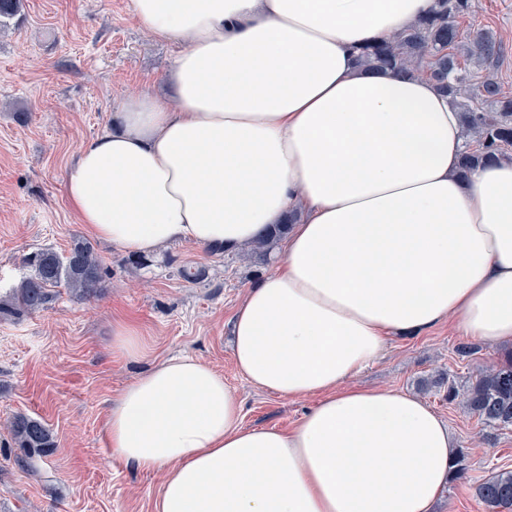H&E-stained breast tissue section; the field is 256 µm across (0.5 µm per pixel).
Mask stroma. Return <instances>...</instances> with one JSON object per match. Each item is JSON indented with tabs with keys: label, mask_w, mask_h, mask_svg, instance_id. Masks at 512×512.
<instances>
[{
	"label": "stroma",
	"mask_w": 512,
	"mask_h": 512,
	"mask_svg": "<svg viewBox=\"0 0 512 512\" xmlns=\"http://www.w3.org/2000/svg\"><path fill=\"white\" fill-rule=\"evenodd\" d=\"M474 26L493 32L502 53L490 71L512 93V0H476ZM180 45L154 40L130 0H23L0 29V294L29 269L28 254L67 253L88 239L64 190L80 144L112 128L128 95L169 93L165 78ZM104 290L86 301L61 291L50 308L0 316V512H154L163 481L113 459L106 438L110 406L149 364L191 355L223 373L241 399L248 427H295L315 397L288 400L253 387L237 370L230 324L245 290L274 269L249 248L215 250L172 244L134 256L94 241ZM198 270L187 281L179 266ZM128 321L149 355L130 360L112 347V329ZM506 346L467 336L454 321L390 338L382 359L354 380L426 401L455 435L468 471L450 479L435 512H486L477 484L512 470V426L485 424L446 389L421 379L449 378L466 391L499 366ZM40 419L54 448L32 465L17 461L8 426L17 414Z\"/></svg>",
	"instance_id": "1"
}]
</instances>
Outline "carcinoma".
<instances>
[{"label": "carcinoma", "instance_id": "carcinoma-1", "mask_svg": "<svg viewBox=\"0 0 512 512\" xmlns=\"http://www.w3.org/2000/svg\"><path fill=\"white\" fill-rule=\"evenodd\" d=\"M437 9L418 24L397 33L392 40L363 47L357 57L365 67H380L395 76H427L448 95L460 112L465 138L462 169L512 154V95L489 75L474 67L489 66L498 57L494 34L480 29L465 38L461 21L473 14L472 0H437ZM21 0H0V24L21 12ZM288 228L276 224L268 237L253 243L258 261H265L269 245ZM30 274L12 294L0 300V314L21 316L47 308L65 287L72 297L87 300L103 288L101 261L93 246L73 241L61 255L43 248L28 257ZM465 407L481 420L512 426V352L500 366L481 373L466 391ZM12 442L31 460L54 447L50 430L32 416L17 414L10 423ZM477 497L489 509L512 508V470H501L476 487Z\"/></svg>", "mask_w": 512, "mask_h": 512}]
</instances>
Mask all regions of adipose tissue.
Masks as SVG:
<instances>
[{"mask_svg": "<svg viewBox=\"0 0 512 512\" xmlns=\"http://www.w3.org/2000/svg\"><path fill=\"white\" fill-rule=\"evenodd\" d=\"M434 5L130 0L185 46L173 97L127 96L66 196L93 237L142 255L238 247L302 210L235 310L232 357L262 391L318 398L293 429L248 428L209 364L149 367L106 434L115 458L164 473L154 512H433L457 459L447 423L352 381L392 336L449 319L512 344V160L463 171L461 117L434 82L356 61Z\"/></svg>", "mask_w": 512, "mask_h": 512, "instance_id": "obj_1", "label": "adipose tissue"}]
</instances>
